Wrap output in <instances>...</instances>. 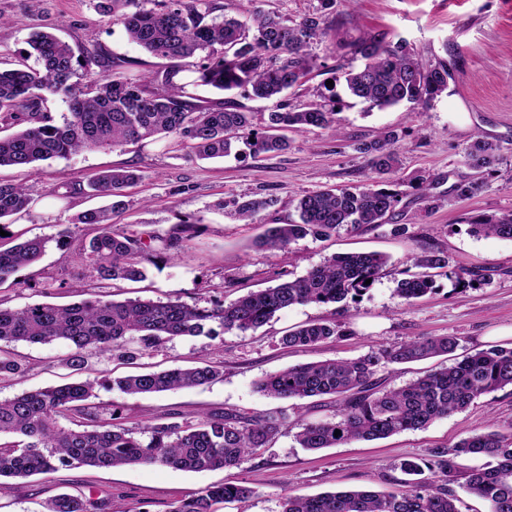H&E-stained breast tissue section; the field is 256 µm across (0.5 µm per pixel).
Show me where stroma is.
Listing matches in <instances>:
<instances>
[{"label": "stroma", "instance_id": "stroma-1", "mask_svg": "<svg viewBox=\"0 0 512 512\" xmlns=\"http://www.w3.org/2000/svg\"><path fill=\"white\" fill-rule=\"evenodd\" d=\"M97 3L0 0V68L17 67L25 59L31 32L52 24L76 53L98 50L113 64L131 63L139 74H152L156 59L130 43L123 26L100 13ZM257 5L293 21L313 13L326 17L329 35L313 50L315 65L304 85L288 93L294 107L323 102L328 79L359 66L346 46L368 32L406 39L425 63H446L453 74L448 91L422 113L405 105L370 111L359 100L343 97L336 105L334 129L289 133L284 151L255 154L244 145L239 157L205 161L173 147L169 140H144L50 159L34 170L1 168L0 179L24 185L33 199L29 211L11 219L14 240L44 237L48 244L38 263L0 284V305L21 309L98 297H140L209 307L276 285L284 274L304 276L337 254L382 253L390 256L389 266L354 303L346 335L311 349L286 347L280 338L307 322L338 319L337 305L294 306L254 331L178 337L131 360L91 355L78 371L60 363L68 352L65 344H14L13 352L24 360V373L0 381L1 400L86 378L101 380L208 361L224 371L211 384L146 395L101 387L96 403L105 411H117L129 425L170 416L192 420L227 408L254 414L280 411L288 423L266 448L232 468L190 472L160 466H83L24 480L4 478L0 512H43V501L62 492L110 497L112 512H169L173 503L198 489L225 482L246 485L255 494L245 503L222 505L218 512H279L282 488L300 495L389 491L403 478L402 460L427 457L431 449L486 431L494 422L502 427L512 424L509 386L422 429L308 452L295 439L299 422L332 418L329 401L278 400L254 389L265 374L297 364L352 359L422 336L459 338L451 355L392 366L387 384L399 387L423 371L512 343V240L475 237L468 226L470 218L512 211V0H336L328 9L323 0H257ZM388 130L399 135L401 179H432L428 197L408 192L387 223L379 226L344 228L326 239L307 237L285 252L254 247L265 225L297 220L295 206L302 196L364 184L366 157L358 146ZM479 138L498 146L499 159L481 173L483 189L456 196L454 185L470 173L463 150ZM117 167L137 170L142 179L128 189L114 224L151 243L144 281L105 288L89 260L78 254L95 231L72 224L71 219L108 205V198L85 195L83 189L93 175ZM255 196H270L277 203L262 211L255 223L240 221L234 214L236 203ZM219 201L224 204L220 210L215 207ZM187 217L196 225L184 234L179 254L160 250L159 238L172 235ZM401 224L406 233H398ZM425 248L442 253L448 271L436 276L433 292L409 306L397 296L396 282L407 269L409 256ZM475 270L490 271L491 276L463 287L450 277L454 271Z\"/></svg>", "mask_w": 512, "mask_h": 512}]
</instances>
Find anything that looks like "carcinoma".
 <instances>
[{
	"label": "carcinoma",
	"mask_w": 512,
	"mask_h": 512,
	"mask_svg": "<svg viewBox=\"0 0 512 512\" xmlns=\"http://www.w3.org/2000/svg\"><path fill=\"white\" fill-rule=\"evenodd\" d=\"M241 18L216 15L215 0H112L99 4L112 20L123 25L128 40L161 60L152 77L123 72L98 74L82 90L74 78L83 67L73 48L48 30L33 33L29 46L35 65L0 69V123L14 132L0 135V168H36L37 163L66 158L87 149L116 148L149 138H173L200 159L224 158L237 139H254L264 152L282 151L286 132L310 127L329 128L335 109L312 103L295 109L285 93L300 87L310 73L312 46L328 35L324 16L309 14L299 21L270 15L255 7ZM135 6L127 13L125 8ZM362 65L344 74L347 93L379 109L407 104L425 110L448 90L452 74L445 64L428 66L411 51L406 40L366 34L347 45ZM193 83L226 92L251 91L271 103L264 131L252 128L251 113L224 103L213 108L186 90L185 73ZM62 94L68 115L60 123L48 112V96ZM398 134L389 130L359 150L368 157L370 175L359 187L305 195L296 209L300 222L272 224L259 246L285 251L295 241L329 237L351 227L379 225L395 211L401 192L388 188L400 170L395 148ZM465 163L479 171L498 161V147L477 140L464 149ZM140 181L129 168H112L88 181L85 192L113 198L112 205L77 214L76 224L97 230L89 242L87 259L100 280L137 282L145 278L141 237L113 227L112 218L123 205L128 188ZM25 187L0 181V228L4 220L29 209ZM274 205L271 198L236 204L239 219L251 222ZM477 237L512 240V212L469 223ZM47 240L27 239L9 244L0 235V283L37 263ZM422 273L406 274L396 292L411 305L434 290L427 269L447 266L434 249L411 255ZM390 264L380 253L335 255L299 278L250 291L228 304L197 308L178 300L155 302L89 299L69 305L37 304L24 309L0 306V343L42 344L62 341L70 353L68 365L84 363L89 352L132 358L130 344L140 353L162 342L185 336H209L216 323L225 331L246 332L268 323L277 313L296 305L341 304L362 296ZM345 335L334 321L296 327L281 338L289 347H314ZM455 336H431L381 346L349 360H326L288 367L264 375L255 383L264 394L279 398L331 396L335 419L304 422L296 434L299 445L315 451L352 441H372L405 430L421 429L437 419L462 412L483 395L512 387V347L492 346L449 367L431 371L400 387L384 385L381 374L393 364L448 355L458 347ZM24 371L16 355L0 347V379ZM223 372L208 363L163 371L134 373L112 380L126 394H158L210 384ZM97 380L85 379L0 400V478L26 479L61 467L100 469L128 465L166 466L203 471L239 465L266 447L287 423L276 414L255 415L226 409L197 422H156L128 426L117 414L105 415L91 403ZM70 422L64 427L60 420ZM341 435L334 436L335 431ZM477 456L486 463L470 469L462 491L488 504V512H512V426L491 425L451 447L434 448L429 457L405 459L400 470L406 479L389 493L365 490L297 495L284 492L280 512H459L457 460ZM255 494L247 486L221 484L200 489L172 505L169 512H215L218 503L245 502ZM107 498L62 493L47 500L44 512H110Z\"/></svg>",
	"instance_id": "carcinoma-1"
}]
</instances>
